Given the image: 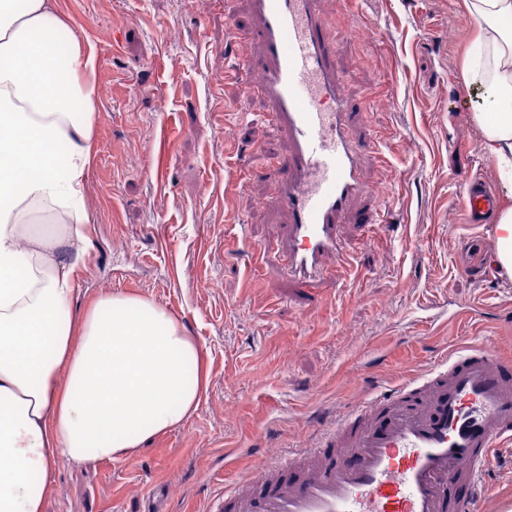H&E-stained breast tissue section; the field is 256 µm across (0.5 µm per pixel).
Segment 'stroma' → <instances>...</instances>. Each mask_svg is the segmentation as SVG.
Listing matches in <instances>:
<instances>
[{"label": "stroma", "instance_id": "1", "mask_svg": "<svg viewBox=\"0 0 512 512\" xmlns=\"http://www.w3.org/2000/svg\"><path fill=\"white\" fill-rule=\"evenodd\" d=\"M97 54L94 149L84 182L90 246L74 304L151 298L195 336L210 372L196 413L132 460L58 465L46 512H209L258 460L314 441L359 402L486 341L512 354V278L495 224H469L461 178L495 184L462 58L463 0H319L336 34V87L352 113L364 194L342 220L357 275L295 287L277 243L286 214L266 162L288 137L249 75L224 78L249 0H58ZM378 30L375 39L365 30ZM381 230L365 238L359 215ZM265 247L254 261L255 247ZM512 502V445L487 512Z\"/></svg>", "mask_w": 512, "mask_h": 512}]
</instances>
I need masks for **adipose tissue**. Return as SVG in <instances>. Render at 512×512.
Returning <instances> with one entry per match:
<instances>
[{
  "label": "adipose tissue",
  "mask_w": 512,
  "mask_h": 512,
  "mask_svg": "<svg viewBox=\"0 0 512 512\" xmlns=\"http://www.w3.org/2000/svg\"><path fill=\"white\" fill-rule=\"evenodd\" d=\"M463 6L476 22L464 78L486 93L474 119L512 197V0ZM65 27L57 0H0V512H45L60 461L134 457L208 385L198 344L154 300L111 293L73 309L97 84L90 42L57 55ZM46 200L54 230L26 220Z\"/></svg>",
  "instance_id": "adipose-tissue-1"
}]
</instances>
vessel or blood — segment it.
Here are the masks:
<instances>
[{
	"label": "vessel or blood",
	"instance_id": "obj_1",
	"mask_svg": "<svg viewBox=\"0 0 512 512\" xmlns=\"http://www.w3.org/2000/svg\"><path fill=\"white\" fill-rule=\"evenodd\" d=\"M256 30L233 29L236 68L256 71L257 93L287 131L277 200L289 224L281 254L289 276L311 287L324 254L350 256L338 222L362 192L358 159L336 93V36L317 0H251ZM473 222L497 199L464 186ZM512 439V361L488 344L449 355L432 372L365 399L310 448L257 468L224 492L226 512H482L498 448ZM465 494H458V487Z\"/></svg>",
	"mask_w": 512,
	"mask_h": 512
}]
</instances>
